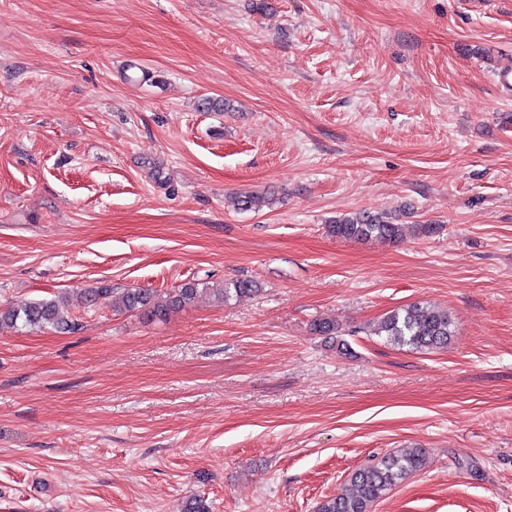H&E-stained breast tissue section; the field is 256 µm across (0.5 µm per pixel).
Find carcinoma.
<instances>
[{
    "instance_id": "1",
    "label": "carcinoma",
    "mask_w": 512,
    "mask_h": 512,
    "mask_svg": "<svg viewBox=\"0 0 512 512\" xmlns=\"http://www.w3.org/2000/svg\"><path fill=\"white\" fill-rule=\"evenodd\" d=\"M268 204L264 196L247 194L238 198V208L259 210ZM328 233L343 240H375L399 243L408 236H430L438 225L401 224L386 211H368L346 214L327 225ZM202 289L199 283L188 280L176 288L159 294L142 288H124L112 300L113 307L125 312H140L147 317L162 318L171 312L192 306ZM259 292L250 279H236L217 290L218 300L224 302L233 296H250ZM52 327L63 332L79 330V322L70 316L64 303L57 299L26 300L0 307V328ZM311 331L336 343L342 355L353 354L350 344L343 339L345 330L333 319L316 318ZM370 333L384 338L399 348L433 352L444 350L455 336L454 321L448 311L431 305L413 303L397 307L383 314L370 328ZM426 451L412 448L403 453H390L356 469L348 478L349 488L340 496L328 497L317 506V512H371L374 503L385 494L420 471L425 464Z\"/></svg>"
}]
</instances>
